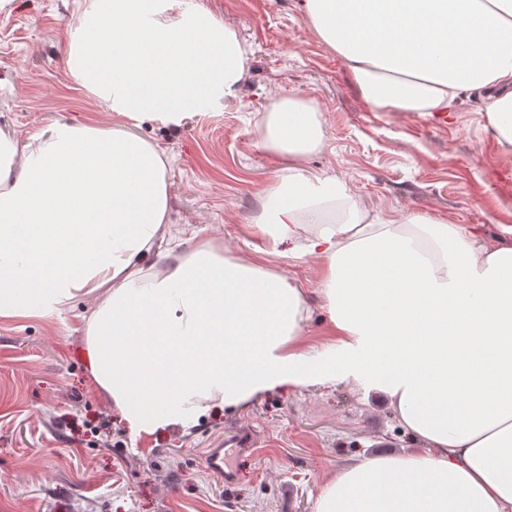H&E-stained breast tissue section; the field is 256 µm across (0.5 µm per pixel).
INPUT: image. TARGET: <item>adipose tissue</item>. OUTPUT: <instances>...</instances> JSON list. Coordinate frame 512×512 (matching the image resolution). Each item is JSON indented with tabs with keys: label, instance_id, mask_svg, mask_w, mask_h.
<instances>
[{
	"label": "adipose tissue",
	"instance_id": "adipose-tissue-1",
	"mask_svg": "<svg viewBox=\"0 0 512 512\" xmlns=\"http://www.w3.org/2000/svg\"><path fill=\"white\" fill-rule=\"evenodd\" d=\"M180 0H89L70 42L76 83L111 111L178 123L237 97L247 50ZM375 112L440 118L482 95L512 153V0H302ZM264 150L295 166L260 194L255 234L323 260L331 339L311 350L294 278L165 238L164 150L123 125L0 137V318L83 316L91 381L133 438L190 428L280 388L336 378L381 388L427 452L363 459L327 480L315 512H512V226L489 242L420 214L365 211L345 184L310 179L318 105L283 95Z\"/></svg>",
	"mask_w": 512,
	"mask_h": 512
}]
</instances>
